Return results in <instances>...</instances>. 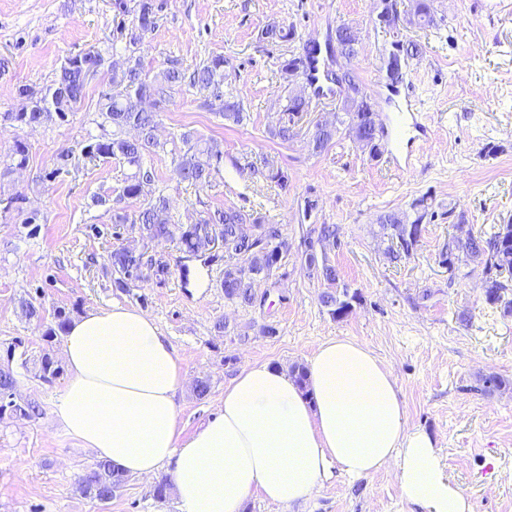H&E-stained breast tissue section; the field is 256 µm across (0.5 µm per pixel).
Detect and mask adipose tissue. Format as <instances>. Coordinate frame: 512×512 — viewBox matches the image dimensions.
I'll use <instances>...</instances> for the list:
<instances>
[{
    "label": "adipose tissue",
    "mask_w": 512,
    "mask_h": 512,
    "mask_svg": "<svg viewBox=\"0 0 512 512\" xmlns=\"http://www.w3.org/2000/svg\"><path fill=\"white\" fill-rule=\"evenodd\" d=\"M62 356L58 424L126 474L167 471L181 512H243L255 493L290 505L329 471L355 480L390 465L402 499L421 512H474L435 439L410 426L391 370L350 338L320 343L302 386L269 363L246 365L213 418L187 435L177 404L185 372L149 315L88 312L68 326Z\"/></svg>",
    "instance_id": "adipose-tissue-1"
}]
</instances>
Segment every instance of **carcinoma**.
<instances>
[{"instance_id": "obj_1", "label": "carcinoma", "mask_w": 512, "mask_h": 512, "mask_svg": "<svg viewBox=\"0 0 512 512\" xmlns=\"http://www.w3.org/2000/svg\"><path fill=\"white\" fill-rule=\"evenodd\" d=\"M435 0H415L411 17L406 19L409 25L420 28L435 25ZM155 24V15L151 0H139L133 28L127 33L129 43L138 41L137 30L147 29ZM265 38L277 42L288 41L294 35L293 28L272 23L264 31ZM399 41L390 43V48L383 54V67L386 77L395 83L402 75L409 60L420 53L419 44L407 42L406 52L398 54L395 46ZM86 55L78 54L65 59L60 67L59 75L53 86L43 89L33 85H24L19 89L20 96L25 99L26 106L19 112H1L0 130L22 126H36L53 120L63 121L68 114L80 107L85 96L87 85V69L83 62ZM352 90L342 100L336 112V120L332 128L320 133L317 137L320 148L328 147L336 135L345 132L363 149H369V155H379L377 143L365 137L366 130H375L374 123L377 114L372 110L371 95L351 76ZM184 73L177 66H172L162 73L161 79L151 80L143 74L140 62L127 66L121 72L113 73L112 85L118 87L115 92L101 95L99 112L103 123L112 127V132L105 133L100 138L87 144L83 151L91 158H119L133 168L128 174L121 189L120 198L137 199L143 195L147 185L153 182L154 172L146 164V157L164 149L156 135L157 113L142 107V102L153 97L159 103L170 96L171 91L181 86ZM192 85L210 92L211 97L218 101L217 112L224 119L235 124L244 120L243 105L233 96L224 95V57L215 55L208 58L196 68L192 77ZM305 92L293 91L288 95L283 112L288 116L287 121L278 126L275 135L283 142L293 140L299 135L298 128L299 101ZM134 128L138 136L132 139L124 137L125 130ZM183 148L175 158L174 171L178 179L193 186H207L214 170L213 159L221 156L213 151V147L201 138H195L189 133L182 135ZM28 160L27 145L16 139L3 161L4 171L22 168ZM426 199L421 198L413 204L415 215L406 212H389L378 218L382 234L397 241L399 250H390L389 257L396 260L400 254L410 255L418 244L420 236H411V228H419L427 214ZM114 222L117 224H132L140 237L148 241H159L176 238L182 251L188 257H200L210 249L216 241L224 244V256L230 259L243 260L252 271V276L246 278L242 270L229 264L224 267V296L232 301L246 305L253 304L254 282L272 275L274 269L288 250V242L277 224H263L243 211L227 206L218 208L199 219L194 224H176L168 213L165 199L159 197L144 205L134 218L125 213H115ZM482 246L483 270L485 278V297L491 304L504 302L505 311L512 313V300L503 301L502 293L508 288V279L512 278V224H501L491 233L478 235L472 239L458 240L453 238L444 245L440 252L441 262L448 264L451 270L470 263L474 249ZM112 268L130 279L140 278L143 267L153 270L156 277L166 276L168 268L162 264L153 263V259L145 257V253L129 247L120 246L110 255ZM308 263L316 269L327 284L336 283V269L327 262H318L315 254H309ZM348 293L337 295V292L327 290L320 295L321 304L328 308L335 318L346 316L351 309V301L347 300ZM357 298V295L350 296ZM40 377L49 380L60 374L61 367L50 353H44L39 361ZM15 378L10 368L0 367V415L9 410L15 414L32 417L37 414L38 406L32 402L18 403L14 400ZM128 476L112 467L111 464L99 461L88 469L79 482L81 493L106 505L112 501L116 493L124 487Z\"/></svg>"}]
</instances>
